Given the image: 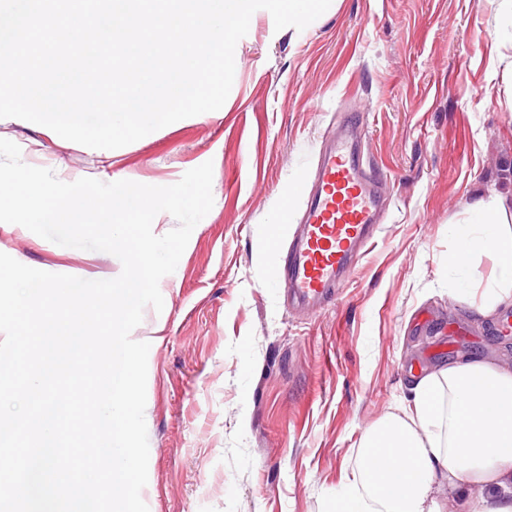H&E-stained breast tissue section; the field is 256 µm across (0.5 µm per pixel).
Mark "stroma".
<instances>
[{
  "instance_id": "35a3bbf8",
  "label": "stroma",
  "mask_w": 512,
  "mask_h": 512,
  "mask_svg": "<svg viewBox=\"0 0 512 512\" xmlns=\"http://www.w3.org/2000/svg\"><path fill=\"white\" fill-rule=\"evenodd\" d=\"M218 115L200 114L104 151L54 142L44 126L0 123L64 182L167 186L212 162L211 211L175 271L162 311L132 331L150 344L145 417L149 512H331L361 433L415 376L457 361L512 367V307L477 315L457 292L488 260L447 270L452 225L500 196L512 225V0H341L304 30L255 13L235 49ZM355 112L385 167L381 234L343 294L298 313L256 254L288 246L283 205L338 113ZM0 252L35 269L117 277L120 260L0 223Z\"/></svg>"
}]
</instances>
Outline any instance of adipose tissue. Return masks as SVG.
<instances>
[{"label": "adipose tissue", "mask_w": 512, "mask_h": 512, "mask_svg": "<svg viewBox=\"0 0 512 512\" xmlns=\"http://www.w3.org/2000/svg\"><path fill=\"white\" fill-rule=\"evenodd\" d=\"M504 199L468 205L453 226L448 266L486 255L493 272L474 305L485 316L512 305V228ZM336 512H512V368L462 361L419 379L360 437Z\"/></svg>", "instance_id": "obj_1"}]
</instances>
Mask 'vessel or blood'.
Here are the masks:
<instances>
[{
	"instance_id": "1",
	"label": "vessel or blood",
	"mask_w": 512,
	"mask_h": 512,
	"mask_svg": "<svg viewBox=\"0 0 512 512\" xmlns=\"http://www.w3.org/2000/svg\"><path fill=\"white\" fill-rule=\"evenodd\" d=\"M387 180L347 116L321 148L291 245L274 261L289 302L315 310L342 292L359 249L378 238Z\"/></svg>"
}]
</instances>
